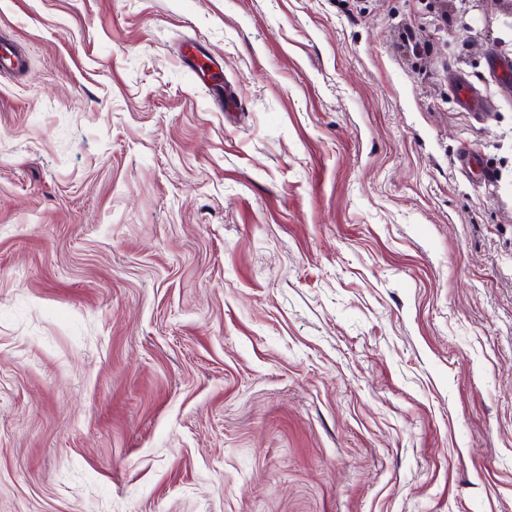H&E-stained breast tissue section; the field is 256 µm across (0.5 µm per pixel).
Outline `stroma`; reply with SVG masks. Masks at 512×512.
<instances>
[{
  "label": "stroma",
  "instance_id": "35a3bbf8",
  "mask_svg": "<svg viewBox=\"0 0 512 512\" xmlns=\"http://www.w3.org/2000/svg\"><path fill=\"white\" fill-rule=\"evenodd\" d=\"M0 31V512H512V0Z\"/></svg>",
  "mask_w": 512,
  "mask_h": 512
}]
</instances>
